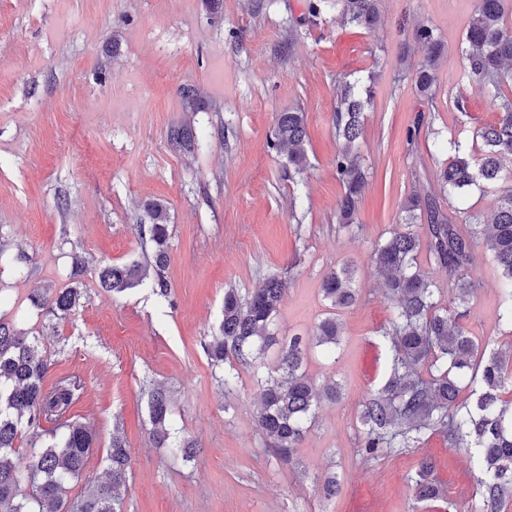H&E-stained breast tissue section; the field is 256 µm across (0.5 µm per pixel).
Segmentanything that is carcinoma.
I'll return each instance as SVG.
<instances>
[{
    "mask_svg": "<svg viewBox=\"0 0 512 512\" xmlns=\"http://www.w3.org/2000/svg\"><path fill=\"white\" fill-rule=\"evenodd\" d=\"M336 13L343 24L370 31L380 21L379 0H336ZM416 38L425 47L426 58L413 72V82L418 93L431 102L437 94L435 67L444 44L428 25L416 29ZM465 41L464 77L486 91L489 104L500 117L496 124L478 129L483 143L478 158L467 153L461 142L448 141L454 155L437 173V192L407 198L402 207L404 229L394 232L372 255L385 295L394 305V317L382 330L393 357L386 384L362 404V454L372 457L383 448H410L427 432L439 431L449 447L476 451L479 499L454 506V512H508L512 506V343L488 353L463 323L470 298L479 288L468 272L475 261L474 245L481 241L500 271V319L512 324V184L501 181L504 165L512 162V26L505 0H477L465 28ZM367 103L356 84L343 80L337 85L340 224L356 223L367 186V170L358 149ZM306 144L305 113H280L270 146L286 152L288 166L298 174L308 165ZM472 187L498 192L496 209L487 220L468 211L464 225L452 223L436 194L459 197ZM147 212L150 223L139 228L155 244L153 261L145 265L100 264L96 273L101 287L122 293L151 277L159 292L167 294L166 209L153 203ZM419 219L428 224L430 261L453 285L455 306L451 308L438 306L433 284L416 262L421 240L410 227ZM353 282L352 265L332 271L322 288L332 312L316 325L310 339L292 336L284 344L272 330L285 292L282 279L267 278L245 298L233 288L224 292L221 335L207 346L208 355L217 364L231 358L245 362L274 345L281 346L274 370L257 378V424L286 465L294 463L321 402L339 396L336 382L317 387L305 365L312 346L336 353L341 337L336 313L355 303ZM81 297L79 288L68 287L50 295L37 290L30 301L64 319ZM47 367L38 338L0 320V512H118L128 468L126 444L118 433L112 436L109 479L94 486L79 504L68 506L65 483L81 475L94 437L84 425L65 421L80 395L81 382L64 376L47 388L43 384ZM463 391L468 397L461 401ZM169 407L164 390L156 389L149 418L153 434L162 443L169 438ZM43 420L63 422L66 432L60 441L34 453L22 469L14 461L19 430L23 425L38 427ZM23 483L32 489L27 497L19 496ZM412 489L418 501L445 495L434 477L431 460L421 461Z\"/></svg>",
    "mask_w": 512,
    "mask_h": 512,
    "instance_id": "carcinoma-1",
    "label": "carcinoma"
}]
</instances>
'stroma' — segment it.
Wrapping results in <instances>:
<instances>
[{"label": "stroma", "instance_id": "1", "mask_svg": "<svg viewBox=\"0 0 512 512\" xmlns=\"http://www.w3.org/2000/svg\"><path fill=\"white\" fill-rule=\"evenodd\" d=\"M306 2L0 0V320L38 337L45 386L67 375L83 384L68 418L91 428L95 444L81 479L67 484L69 501L107 479L116 433L130 457L122 512H453L475 496L469 457L437 431L417 447L363 459L360 412L392 359L381 330L394 308L371 254L401 229L406 199L428 191L448 164L447 139L479 155L477 129L498 119L461 75L476 0H381L372 33L338 24L331 0L308 22ZM421 24L445 46L432 106L410 74L425 57ZM343 75L373 88L360 148L368 185L349 228L336 222L333 115ZM186 85L196 94L190 108ZM458 96L466 112L456 111ZM295 110L308 132L300 175L269 146L279 114ZM420 115L428 125L407 143ZM179 126L191 129L194 148L170 141ZM155 202L168 215L169 294L148 279L120 294L100 288L98 261L151 260L152 243L133 227ZM474 253L480 287L465 324L501 348L512 329L499 318V273L483 244ZM77 257L90 267L75 281ZM345 262L360 300L338 316L335 355L311 349L306 365L316 384L334 380L342 392L322 403L288 466L257 425L256 377L275 354L237 364L228 390L206 346L225 291L248 295L272 275L286 282L279 335L308 336L327 310L323 281ZM73 283L82 298L65 319L29 301L37 289ZM155 387L170 396L173 440L195 442L193 460L154 443ZM425 457L445 495L419 503L412 479ZM329 471L342 484L331 500L318 483Z\"/></svg>", "mask_w": 512, "mask_h": 512}]
</instances>
